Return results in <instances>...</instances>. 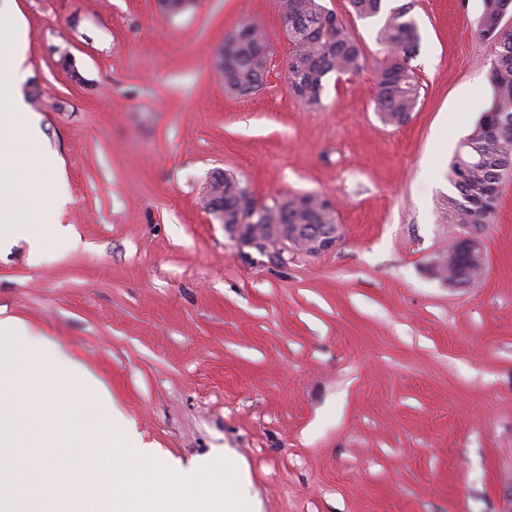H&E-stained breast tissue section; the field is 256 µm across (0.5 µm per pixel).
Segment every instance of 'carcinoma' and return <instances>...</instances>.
I'll use <instances>...</instances> for the list:
<instances>
[{"mask_svg": "<svg viewBox=\"0 0 512 512\" xmlns=\"http://www.w3.org/2000/svg\"><path fill=\"white\" fill-rule=\"evenodd\" d=\"M383 0H349L360 19L382 11ZM408 2L389 10L378 31L385 50L375 65V110L386 124H401L414 111L419 85L410 62L416 56L420 35ZM512 0H485L480 35L489 40L492 58L489 79L490 106L474 122L460 143L451 171L456 195L448 196L442 221L448 224H488L490 207L502 176L512 171V28L502 25ZM282 29L291 45L286 66L288 87L311 109L322 106L326 78L352 76L362 68L360 44L347 24L327 10L320 0H280ZM269 41L256 23L242 26L225 37L224 84L240 94L258 91L266 73ZM248 187L236 177L218 171L206 187V199L224 201V223L239 224L249 217ZM329 200L312 193L274 197L264 204L268 224H325L324 205ZM479 250L454 257L448 282L464 275L469 284L478 280Z\"/></svg>", "mask_w": 512, "mask_h": 512, "instance_id": "cac0c4a2", "label": "carcinoma"}]
</instances>
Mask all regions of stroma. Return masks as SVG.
<instances>
[{
  "mask_svg": "<svg viewBox=\"0 0 512 512\" xmlns=\"http://www.w3.org/2000/svg\"><path fill=\"white\" fill-rule=\"evenodd\" d=\"M364 55L323 106L289 91L278 0H15L24 100L63 169L72 248L0 254V314L92 373L144 441L227 458L261 512H512V178L477 284L434 271L461 229L448 170L490 105L484 0H414L419 103L374 104L383 17L321 0ZM254 22L262 88L229 91L227 35ZM70 67H63V60ZM217 170L260 203L336 204L335 249L271 263L207 209Z\"/></svg>",
  "mask_w": 512,
  "mask_h": 512,
  "instance_id": "1",
  "label": "stroma"
}]
</instances>
